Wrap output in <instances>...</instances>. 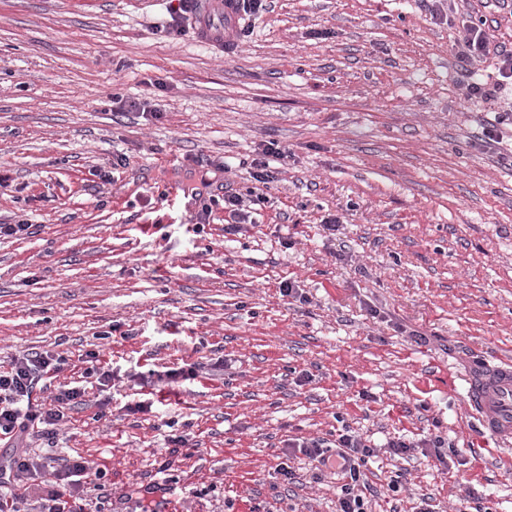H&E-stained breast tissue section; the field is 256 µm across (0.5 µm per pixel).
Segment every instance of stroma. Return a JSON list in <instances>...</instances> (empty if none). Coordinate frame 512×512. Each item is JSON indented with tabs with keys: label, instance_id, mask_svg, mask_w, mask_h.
<instances>
[{
	"label": "stroma",
	"instance_id": "35a3bbf8",
	"mask_svg": "<svg viewBox=\"0 0 512 512\" xmlns=\"http://www.w3.org/2000/svg\"><path fill=\"white\" fill-rule=\"evenodd\" d=\"M458 6L267 0L229 54L168 34L167 0H0V224L35 227L0 239V362L65 353L62 383L87 352L111 363V403L90 389L58 447L32 444L101 468L86 512H336L335 475L276 467L287 439L343 424L379 446L373 512H455L470 484L512 512V446L458 393L476 362L512 363V167L480 141L512 93L472 104L454 66L464 19L512 48V0ZM136 99L148 113L125 111ZM210 162L212 194L262 197L239 234L219 206L198 225L178 190ZM183 361L206 371L149 376ZM429 433L459 469L382 448ZM279 152L280 149L277 144L269 143L261 152L257 153L256 158L252 159L250 176L255 182L264 185L273 178L272 172L268 170L269 164L266 162V156L279 154Z\"/></svg>",
	"mask_w": 512,
	"mask_h": 512
}]
</instances>
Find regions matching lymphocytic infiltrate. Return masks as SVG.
<instances>
[{
  "instance_id": "lymphocytic-infiltrate-1",
  "label": "lymphocytic infiltrate",
  "mask_w": 512,
  "mask_h": 512,
  "mask_svg": "<svg viewBox=\"0 0 512 512\" xmlns=\"http://www.w3.org/2000/svg\"><path fill=\"white\" fill-rule=\"evenodd\" d=\"M490 37L479 25L466 24L458 31L455 68L467 90V98L482 103L512 88V49L498 50L495 83L482 81L474 64L489 52ZM67 359L49 352H24L0 368V443L11 448L6 464H0V512H84V487L101 478L81 456L70 458L62 469H51L45 459L32 453L33 437L55 438L56 427L67 410L82 404L85 390L62 385L45 402L36 404L37 385L56 377ZM289 455H303L316 469L336 474V512H372V489L363 472L375 449L350 429L340 430L334 440H288Z\"/></svg>"
}]
</instances>
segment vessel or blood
Instances as JSON below:
<instances>
[{
	"label": "vessel or blood",
	"instance_id": "vessel-or-blood-1",
	"mask_svg": "<svg viewBox=\"0 0 512 512\" xmlns=\"http://www.w3.org/2000/svg\"><path fill=\"white\" fill-rule=\"evenodd\" d=\"M196 38L220 49L233 48L238 31L236 0H192ZM461 394L482 427L512 443V364L485 363L464 374Z\"/></svg>",
	"mask_w": 512,
	"mask_h": 512
}]
</instances>
